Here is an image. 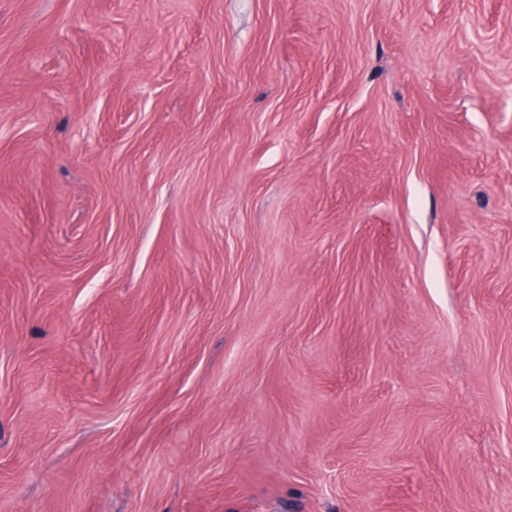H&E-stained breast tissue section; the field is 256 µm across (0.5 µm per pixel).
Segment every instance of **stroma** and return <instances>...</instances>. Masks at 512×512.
I'll use <instances>...</instances> for the list:
<instances>
[{
	"label": "stroma",
	"mask_w": 512,
	"mask_h": 512,
	"mask_svg": "<svg viewBox=\"0 0 512 512\" xmlns=\"http://www.w3.org/2000/svg\"><path fill=\"white\" fill-rule=\"evenodd\" d=\"M0 512H512V0H0Z\"/></svg>",
	"instance_id": "1"
}]
</instances>
